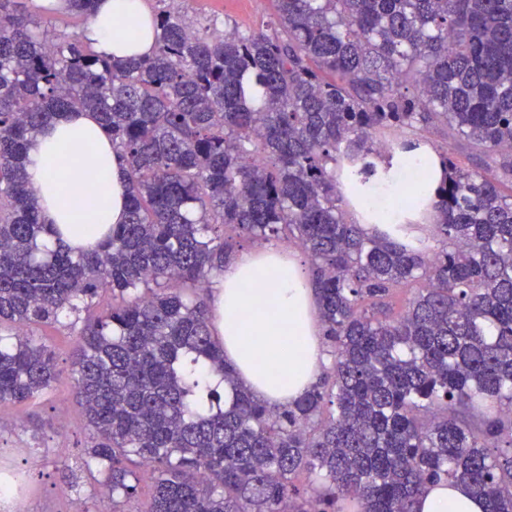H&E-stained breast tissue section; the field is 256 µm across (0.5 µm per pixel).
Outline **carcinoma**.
<instances>
[{
	"mask_svg": "<svg viewBox=\"0 0 512 512\" xmlns=\"http://www.w3.org/2000/svg\"><path fill=\"white\" fill-rule=\"evenodd\" d=\"M272 2L247 33L159 10L153 54L116 62L0 0V404L56 380L28 329L64 316L86 472L114 500L150 467L143 512H416L440 481L512 512V0ZM66 111L96 115L131 188L126 223L77 254L25 174ZM429 145L436 247L423 192L387 233L348 219ZM242 237L307 254L331 348L282 411L238 382L206 301Z\"/></svg>",
	"mask_w": 512,
	"mask_h": 512,
	"instance_id": "carcinoma-1",
	"label": "carcinoma"
}]
</instances>
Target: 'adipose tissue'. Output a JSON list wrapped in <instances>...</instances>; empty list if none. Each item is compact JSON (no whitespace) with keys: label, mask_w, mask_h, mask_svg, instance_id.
Returning a JSON list of instances; mask_svg holds the SVG:
<instances>
[{"label":"adipose tissue","mask_w":512,"mask_h":512,"mask_svg":"<svg viewBox=\"0 0 512 512\" xmlns=\"http://www.w3.org/2000/svg\"><path fill=\"white\" fill-rule=\"evenodd\" d=\"M83 37L115 60L142 57L155 44L152 14L144 0H99ZM435 155L417 154L394 162L393 181L369 188L351 208L367 229L394 224L386 199L402 192L421 168L437 169ZM26 173L44 223L64 228L70 248H90L100 232L124 223L129 191L123 168L92 113H66L36 138ZM90 196L96 210H69L74 198ZM215 326L243 385L268 407L284 409L315 381L328 361L318 337L315 295L298 252L255 247L236 256L216 279ZM419 512H483V504L461 484L429 487L417 501Z\"/></svg>","instance_id":"ef3b65f1"}]
</instances>
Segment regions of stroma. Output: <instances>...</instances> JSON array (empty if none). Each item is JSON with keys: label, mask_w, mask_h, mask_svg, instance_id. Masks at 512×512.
Masks as SVG:
<instances>
[{"label": "stroma", "mask_w": 512, "mask_h": 512, "mask_svg": "<svg viewBox=\"0 0 512 512\" xmlns=\"http://www.w3.org/2000/svg\"><path fill=\"white\" fill-rule=\"evenodd\" d=\"M174 6L193 25L212 21L241 31L257 28L272 12L271 0H174ZM34 334L54 350L58 377L47 391L0 408V448L10 453L6 471L27 472L25 512H144L150 471H141L138 495L117 506L84 476L93 435L70 385L75 330L58 324Z\"/></svg>", "instance_id": "1"}]
</instances>
